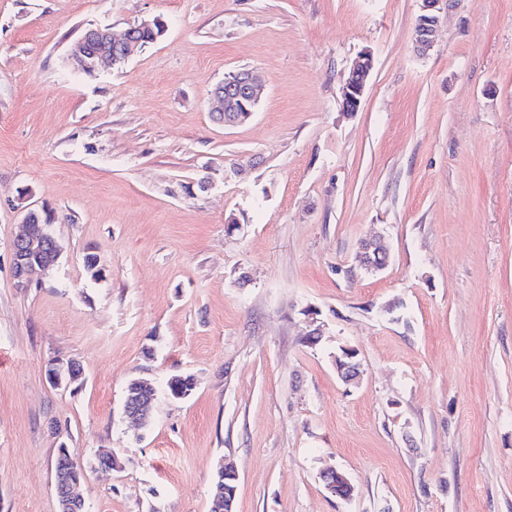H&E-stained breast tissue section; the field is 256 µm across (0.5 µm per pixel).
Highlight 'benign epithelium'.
I'll return each instance as SVG.
<instances>
[{
	"mask_svg": "<svg viewBox=\"0 0 512 512\" xmlns=\"http://www.w3.org/2000/svg\"><path fill=\"white\" fill-rule=\"evenodd\" d=\"M448 8V0H421L420 14L415 24V49L425 55L434 44L440 14ZM151 25L146 19L129 24L123 31L116 33L108 25H96L85 29L73 40L67 50L71 62L81 70L99 69L105 65L114 67L127 61L133 47L141 44L137 32ZM372 70V58L368 53L361 54L351 67L345 79L340 96L343 109L347 112L358 110L364 94L368 77ZM261 97V88L253 73L248 69L237 71L232 78L217 84L210 92L211 112L216 119L226 126L236 124V119L228 104L237 100L257 101ZM37 210L30 207L22 209L20 230L11 244L12 273L18 288L29 287L37 275H42L59 261L63 246L56 237H46L40 224L34 221ZM374 253L385 259L389 258V249L383 239L365 238L360 242L355 261L367 271H382L386 265L366 262V256ZM124 414L140 424H145L150 410L141 406L140 398L131 393L123 404ZM224 472V498L216 499L217 512H233L238 475L229 465L221 467ZM325 488L332 494L350 499L355 487L348 475L335 468L323 472ZM55 486L60 501V512H83L85 505L77 492L78 484L61 470L55 471Z\"/></svg>",
	"mask_w": 512,
	"mask_h": 512,
	"instance_id": "7a95c632",
	"label": "benign epithelium"
}]
</instances>
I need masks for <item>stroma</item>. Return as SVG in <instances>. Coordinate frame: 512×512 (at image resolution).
<instances>
[{
  "label": "stroma",
  "instance_id": "35a3bbf8",
  "mask_svg": "<svg viewBox=\"0 0 512 512\" xmlns=\"http://www.w3.org/2000/svg\"><path fill=\"white\" fill-rule=\"evenodd\" d=\"M419 5L0 0V512H58L62 445L87 512H210L226 460L234 512H512V0H451L424 55ZM138 18L164 31L124 65L68 64L89 25ZM241 69L265 91L227 127L209 93ZM24 205L64 252L22 290ZM371 234L375 275L354 261ZM58 360L79 379L52 384ZM371 70L372 58L365 52L355 61L341 87L340 96L345 111L358 110ZM374 253L384 258L382 265L374 263H366V256ZM389 258V249L383 239L377 237L365 238L360 242L359 250L356 253L355 261L360 266L362 265L367 271H382L386 268ZM322 480L325 488L335 496L341 499H350L355 491V487L348 475L335 468L323 472Z\"/></svg>",
  "mask_w": 512,
  "mask_h": 512
}]
</instances>
